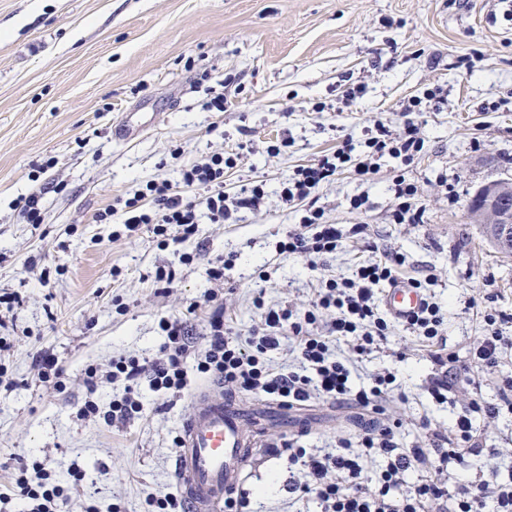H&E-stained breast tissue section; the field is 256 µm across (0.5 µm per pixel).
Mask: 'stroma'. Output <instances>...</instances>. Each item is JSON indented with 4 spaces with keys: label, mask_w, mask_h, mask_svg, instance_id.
Masks as SVG:
<instances>
[{
    "label": "stroma",
    "mask_w": 512,
    "mask_h": 512,
    "mask_svg": "<svg viewBox=\"0 0 512 512\" xmlns=\"http://www.w3.org/2000/svg\"><path fill=\"white\" fill-rule=\"evenodd\" d=\"M364 84L346 109L344 92ZM442 87L448 101L420 114L425 140L407 176L418 187L424 221L394 224L392 178L399 161H382L370 180L353 172L323 186L319 204L334 223L366 225L364 234L318 265L274 250L299 222L277 194L300 165L332 148L337 137H364L374 119L393 118L400 102ZM226 111L210 112L216 94ZM137 129L119 142L113 129ZM178 157H171V150ZM221 153L235 157L224 189L261 181L258 211L233 223L204 224L190 265L149 232L125 236L120 223L96 214L156 179L177 180L182 166ZM512 179V6L507 0H0V335L11 344L0 364L16 385L0 384V489L18 463L50 460L59 473L71 461L86 471L101 506L148 512L149 494L173 490L175 446L198 406L192 391L162 403L141 384L144 412L127 422L77 419L88 392V365L135 355L153 359L161 317L187 315L201 327L209 308L207 269L234 254L217 300L234 333L257 323L255 296L307 308L320 278L350 275L376 249L407 257L406 275H433L448 309L447 339L467 356L484 331L467 303L484 287L512 310V257L484 240L469 215L475 191ZM37 193L43 221L28 224L17 198ZM367 209H350L355 195ZM278 265L272 281L252 280L255 267ZM176 270L172 287L154 281L157 267ZM55 354L63 387L41 382L36 351ZM396 369L407 403H386L385 421H400L403 444L420 441L421 419L447 425L453 407L471 399L459 385L455 405L435 404L425 390L436 367L402 326L369 357L353 360L355 382ZM309 421L305 444L325 448L353 432L352 414L312 401L284 414L263 439L273 442ZM488 455L512 474V411L481 423ZM286 459L251 462L243 486L251 512H307L289 500Z\"/></svg>",
    "instance_id": "stroma-1"
}]
</instances>
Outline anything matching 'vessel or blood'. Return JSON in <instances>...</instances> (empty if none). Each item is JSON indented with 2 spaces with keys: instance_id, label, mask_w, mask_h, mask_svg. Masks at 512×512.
<instances>
[{
  "instance_id": "1",
  "label": "vessel or blood",
  "mask_w": 512,
  "mask_h": 512,
  "mask_svg": "<svg viewBox=\"0 0 512 512\" xmlns=\"http://www.w3.org/2000/svg\"><path fill=\"white\" fill-rule=\"evenodd\" d=\"M382 305L393 320L405 323L419 310L421 295L398 281L384 289ZM195 397L200 407L182 425L173 477L189 512H212L244 481L250 458L246 413L235 402L212 397L205 387Z\"/></svg>"
}]
</instances>
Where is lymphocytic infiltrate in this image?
I'll use <instances>...</instances> for the list:
<instances>
[{"label":"lymphocytic infiltrate","mask_w":512,"mask_h":512,"mask_svg":"<svg viewBox=\"0 0 512 512\" xmlns=\"http://www.w3.org/2000/svg\"><path fill=\"white\" fill-rule=\"evenodd\" d=\"M439 97V91L433 90L410 98L400 106L398 125L375 120L364 143L339 138L334 150L298 166L282 182L280 198L283 204H301L305 210L298 227L277 241V254L296 255L313 264L335 254L344 233L315 205L318 189L348 169L359 179H369L377 173L379 160L387 156L406 165L414 163L424 147L416 116L423 101ZM392 191L396 200L392 223H422L417 185L401 172L393 179ZM264 196L259 184L226 192L224 157L214 154L182 169L178 181L147 183L145 190L126 198L121 209L107 207L96 221L106 223L118 211L127 231L144 229L179 245L197 235L199 224H221L259 209ZM406 262L404 254L386 253L358 264L351 276L324 279L314 300L300 312L255 299L259 321L242 338L233 334L220 305L211 310L201 342L194 347L188 344L186 319L161 318L158 326L164 341L155 358L122 356L112 359L107 368H87L84 383L90 397L78 415L108 424L139 416L144 409L138 391L141 382H148L158 397L170 398L183 393L194 374L291 409L316 399L329 400L359 410L362 422L357 433L338 437L328 449L308 448L302 441L311 430L304 426L265 449L269 456L287 459L285 490L292 500L315 503L319 512H512V480L502 477L497 462L488 461L471 476L457 472L466 457L484 451L478 419H494L502 407L512 408V375L501 378L495 403L484 400L482 383L474 376L476 370L499 367L503 348L512 346V336L502 331L504 324L512 322V314L495 307L494 293L481 296L484 334L463 360L445 337L446 312L436 299L434 278L429 274L411 278V285L424 294V305L404 328L443 368L428 388L431 398L443 405L450 403L458 384L472 390L469 405L454 414L447 429L437 430L429 421H421L426 441L414 447H403L400 424L379 420L387 400H409L396 374L386 370L374 375L369 385L354 386L349 360L332 348L333 342L343 339L353 355L362 358L387 341L395 323L379 308L376 295L381 286L401 279ZM285 335L293 341L294 362L277 369L270 363V354ZM103 384L121 387L105 406L94 398ZM373 458L379 459L380 466L369 478L364 465ZM76 497L83 498L84 512H99L79 465H71L62 477L49 462L37 460L14 470L10 492L0 494V512L10 506L18 512H66Z\"/></svg>","instance_id":"obj_1"}]
</instances>
